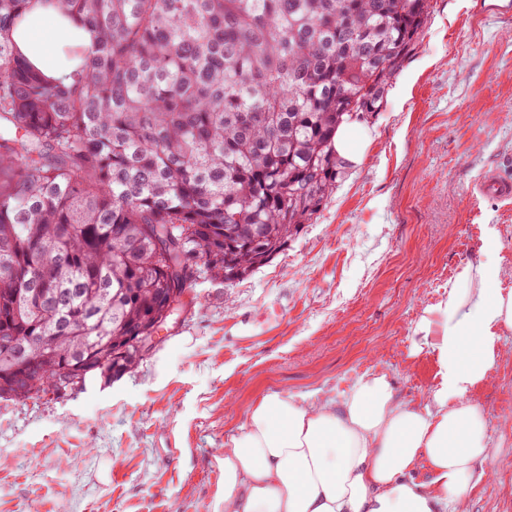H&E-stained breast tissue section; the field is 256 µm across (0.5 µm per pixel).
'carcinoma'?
Instances as JSON below:
<instances>
[{"mask_svg":"<svg viewBox=\"0 0 512 512\" xmlns=\"http://www.w3.org/2000/svg\"><path fill=\"white\" fill-rule=\"evenodd\" d=\"M44 0H0V399L111 382L191 288L227 284L317 217L336 129L378 111L428 0H54L94 50L69 84L16 52ZM50 294L33 310L27 289Z\"/></svg>","mask_w":512,"mask_h":512,"instance_id":"obj_1","label":"carcinoma"}]
</instances>
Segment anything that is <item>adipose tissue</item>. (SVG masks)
Here are the masks:
<instances>
[{
    "mask_svg": "<svg viewBox=\"0 0 512 512\" xmlns=\"http://www.w3.org/2000/svg\"><path fill=\"white\" fill-rule=\"evenodd\" d=\"M44 77L68 81L90 34L58 7L34 10L14 33ZM500 267L470 264L446 299L425 309L414 352L432 348L440 380L426 404L401 400L382 373L360 376L340 398L272 394L224 443L223 512H450L482 476L488 425L473 390L512 330V290ZM431 479L413 480L419 462Z\"/></svg>",
    "mask_w": 512,
    "mask_h": 512,
    "instance_id": "obj_1",
    "label": "adipose tissue"
}]
</instances>
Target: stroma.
I'll list each match as a JSON object with an SVG mask.
<instances>
[{
  "label": "stroma",
  "mask_w": 512,
  "mask_h": 512,
  "mask_svg": "<svg viewBox=\"0 0 512 512\" xmlns=\"http://www.w3.org/2000/svg\"><path fill=\"white\" fill-rule=\"evenodd\" d=\"M429 0L420 42L362 122L372 142L317 219L233 285L200 278L131 373L60 398L0 400V512H220L222 450L266 395L336 397L386 374L422 404L439 381L415 324L494 239L512 289V14ZM490 432L458 512H512V331L473 392ZM473 194L476 196H493L500 200H512V178L506 177L500 171L489 170L475 185Z\"/></svg>",
  "instance_id": "stroma-1"
}]
</instances>
